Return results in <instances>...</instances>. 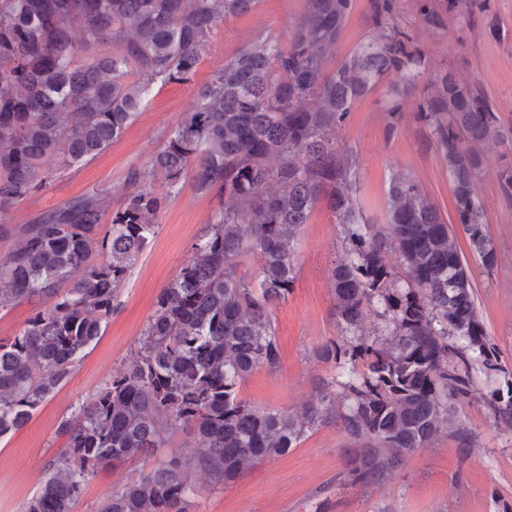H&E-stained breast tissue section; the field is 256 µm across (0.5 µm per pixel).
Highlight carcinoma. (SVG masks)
Listing matches in <instances>:
<instances>
[{"label": "carcinoma", "mask_w": 512, "mask_h": 512, "mask_svg": "<svg viewBox=\"0 0 512 512\" xmlns=\"http://www.w3.org/2000/svg\"><path fill=\"white\" fill-rule=\"evenodd\" d=\"M258 2L0 0V234L17 238L0 256V309L40 303L17 336L0 340V438L28 422L102 335L173 190L188 181L200 195L226 197L159 295L135 359L60 422L63 447L26 512H74L87 479L152 454L179 430L191 435L187 448L113 490L99 512H188V471L224 484L334 416L352 443L346 481L380 485L414 450L452 431L450 400L468 395L473 367L497 370L468 266L435 204L412 176H395L388 229L380 228L354 197L356 156L337 143L355 101L396 77L388 112L400 119L415 99L471 250L493 264L479 147L503 136L500 113L476 82L450 71L420 87L428 60L399 0H365L372 32L329 72L328 50L356 0H305L288 42L260 32L214 70L163 146L129 168L131 191L117 208L100 190L27 224L6 223L17 203L54 180L52 160L75 167L103 152L152 85L189 82L224 19ZM415 10L431 29L456 20L500 35L477 0H415ZM324 198L345 248L331 276L347 340L325 344L321 357L348 367L346 410L336 413L326 395L298 415L264 410L240 397V384L279 362L271 310L291 291L295 239ZM390 251L406 278L387 264ZM255 252L263 264L252 272L244 259ZM372 306L380 326L369 331ZM491 399L512 425V391L495 389Z\"/></svg>", "instance_id": "carcinoma-1"}]
</instances>
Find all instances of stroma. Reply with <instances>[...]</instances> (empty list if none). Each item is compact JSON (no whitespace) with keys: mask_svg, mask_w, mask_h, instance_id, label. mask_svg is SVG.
<instances>
[{"mask_svg":"<svg viewBox=\"0 0 512 512\" xmlns=\"http://www.w3.org/2000/svg\"><path fill=\"white\" fill-rule=\"evenodd\" d=\"M414 3L400 0L401 18L417 32L429 59L424 82L447 71L476 81L504 122L511 124L512 0L489 2L491 16L507 31L501 38L491 35L488 27L455 22L441 30L428 29ZM301 8L302 0H259L250 12L228 18L205 46L191 82L153 85L142 112L118 139L17 204L8 215L9 223H26L75 196L102 189L110 192L113 202H120L129 167L160 147L180 114L193 106L197 87L246 47L257 31L287 37ZM339 141L357 157V199L370 216L385 219L389 182L404 173L419 183L447 223H456L448 170L430 141L429 128L410 111L401 120L392 119L384 87L355 102ZM481 150L486 163L478 190L494 263L483 265L466 235H459L458 243L498 370L490 385L483 374L474 373L470 394L455 404L454 427L468 434V447H459L446 435L417 449L381 487L350 485L342 480L349 441L335 419L306 432L287 454L249 465L228 484L191 471L188 479L197 492L188 512H512V427L498 421L488 398L491 388L512 387V202L503 197L498 183L500 169L512 162V142L490 141ZM223 202V195L201 196L188 184L167 200L157 231L124 284L120 304L102 336L28 423L0 438V512H25L62 444L56 433L59 423L134 359L162 289L190 258L193 244ZM342 252L340 227L327 203H318L294 243L297 274L292 290L271 311L279 363L257 367L240 385L242 398L253 405L298 413L326 394L341 393V386L333 382L338 368L321 359L318 351L341 339L330 273ZM187 439L185 432H177L157 455L100 471L86 483L74 512H97L112 490L178 453Z\"/></svg>","mask_w":512,"mask_h":512,"instance_id":"1","label":"stroma"}]
</instances>
